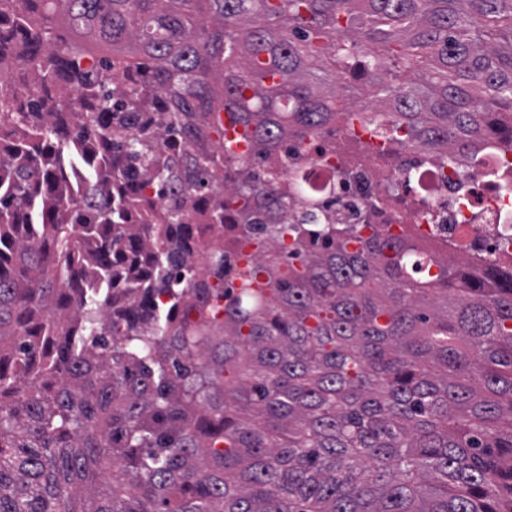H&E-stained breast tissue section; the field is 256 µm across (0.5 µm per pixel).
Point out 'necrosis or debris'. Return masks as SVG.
Wrapping results in <instances>:
<instances>
[{
  "instance_id": "4bbe7bcc",
  "label": "necrosis or debris",
  "mask_w": 512,
  "mask_h": 512,
  "mask_svg": "<svg viewBox=\"0 0 512 512\" xmlns=\"http://www.w3.org/2000/svg\"><path fill=\"white\" fill-rule=\"evenodd\" d=\"M289 178L347 224H387L418 236L427 251L467 261L512 254V149L481 140L469 150L404 142L386 152L368 125L341 117L315 136L289 133Z\"/></svg>"
}]
</instances>
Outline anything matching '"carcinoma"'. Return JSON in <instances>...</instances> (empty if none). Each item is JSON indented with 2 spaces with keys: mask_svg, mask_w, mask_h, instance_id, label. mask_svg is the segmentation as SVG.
Instances as JSON below:
<instances>
[{
  "mask_svg": "<svg viewBox=\"0 0 512 512\" xmlns=\"http://www.w3.org/2000/svg\"><path fill=\"white\" fill-rule=\"evenodd\" d=\"M31 13L18 63L58 100L0 95V512H512V264L310 201L290 224L278 173L365 96L389 147L512 144V0H0ZM61 20L150 61L170 112L112 102Z\"/></svg>",
  "mask_w": 512,
  "mask_h": 512,
  "instance_id": "obj_1",
  "label": "carcinoma"
}]
</instances>
